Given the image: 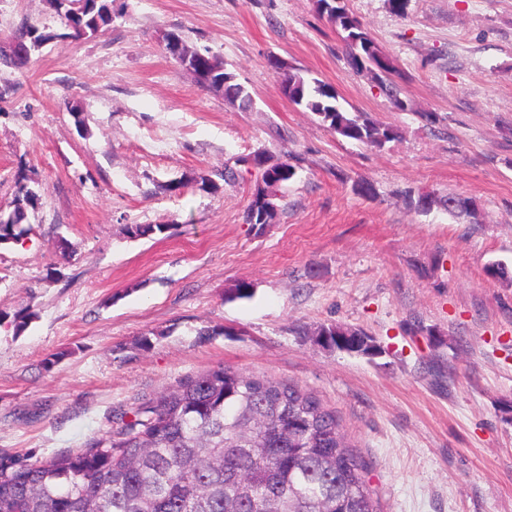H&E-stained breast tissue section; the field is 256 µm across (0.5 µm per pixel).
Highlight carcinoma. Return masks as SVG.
<instances>
[{
    "label": "carcinoma",
    "instance_id": "obj_1",
    "mask_svg": "<svg viewBox=\"0 0 512 512\" xmlns=\"http://www.w3.org/2000/svg\"><path fill=\"white\" fill-rule=\"evenodd\" d=\"M317 11L349 47V65L376 80L393 106L409 109L401 97L391 59L374 42L345 3ZM55 10L63 36L91 38L112 24L104 0H61ZM57 35L35 26L14 42L27 47L13 56L26 61ZM197 82L221 91L242 109L253 107L250 93L235 82L221 61L194 66ZM293 86V104L315 114L344 138L381 148L395 139L394 127L364 112H350L327 92L328 84L296 69L279 72ZM260 178L245 221L271 223L274 207L262 199L276 192L293 171L286 162L258 155ZM435 207L455 206L448 215L470 219L469 199L460 194L431 196ZM38 192L31 179L19 181L10 211H0V243L18 242ZM315 341L328 351L377 355L381 349L364 333L340 325L321 326ZM366 466L351 445L335 411L292 382L217 367L198 373L143 403L132 417L87 448L30 462L0 458V512H382Z\"/></svg>",
    "mask_w": 512,
    "mask_h": 512
}]
</instances>
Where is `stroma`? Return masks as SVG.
<instances>
[{"label":"stroma","instance_id":"35a3bbf8","mask_svg":"<svg viewBox=\"0 0 512 512\" xmlns=\"http://www.w3.org/2000/svg\"><path fill=\"white\" fill-rule=\"evenodd\" d=\"M345 3L410 111L348 65L314 0H112L82 40L48 0H0V210L19 177L39 184L30 233L0 244V457L78 451L224 365L336 410L383 512H512V0ZM30 24L52 39L21 64L8 46ZM169 33L220 59L253 108L198 84ZM272 58L397 139L334 133L283 95ZM260 152L295 169L264 225L245 221L255 178L235 165ZM408 189L469 197L479 221L416 213ZM134 224L168 230L134 239ZM241 283L251 298H233ZM329 324L380 354L323 350Z\"/></svg>","mask_w":512,"mask_h":512}]
</instances>
